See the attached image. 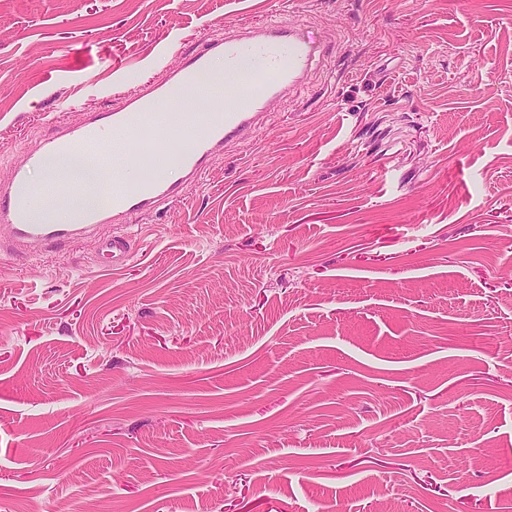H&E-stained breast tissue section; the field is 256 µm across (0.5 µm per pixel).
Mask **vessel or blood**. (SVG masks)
Listing matches in <instances>:
<instances>
[{"label":"vessel or blood","instance_id":"obj_1","mask_svg":"<svg viewBox=\"0 0 512 512\" xmlns=\"http://www.w3.org/2000/svg\"><path fill=\"white\" fill-rule=\"evenodd\" d=\"M326 53V47L305 38L296 22L247 26L223 37L206 38L162 81L143 85L117 108L87 114L76 124L66 123L62 113H55L46 138L38 148L21 152L9 181L0 183V260L29 258L34 247L74 244L95 235L100 239L103 264L127 266L134 246L126 227L133 217L184 198L225 142L248 138L263 123L268 102L305 87L317 60ZM216 56L224 59L223 84L194 86L192 75L209 67ZM129 122L147 129L129 149L138 166L152 169V177L129 188L121 172H113L112 193L105 204L82 212L76 206L89 193V185L48 177L44 195L66 211L55 221L30 222L29 175L42 168L45 155L101 151L102 135Z\"/></svg>","mask_w":512,"mask_h":512}]
</instances>
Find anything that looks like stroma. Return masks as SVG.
Wrapping results in <instances>:
<instances>
[{"instance_id":"stroma-1","label":"stroma","mask_w":512,"mask_h":512,"mask_svg":"<svg viewBox=\"0 0 512 512\" xmlns=\"http://www.w3.org/2000/svg\"><path fill=\"white\" fill-rule=\"evenodd\" d=\"M284 19L333 56L128 266L0 261V512H512V0H0V182Z\"/></svg>"}]
</instances>
